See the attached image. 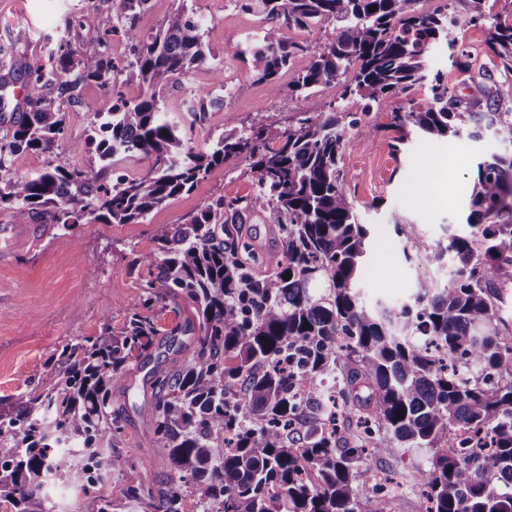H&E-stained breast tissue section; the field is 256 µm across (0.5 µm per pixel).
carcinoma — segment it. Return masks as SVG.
<instances>
[{
  "label": "carcinoma",
  "mask_w": 512,
  "mask_h": 512,
  "mask_svg": "<svg viewBox=\"0 0 512 512\" xmlns=\"http://www.w3.org/2000/svg\"><path fill=\"white\" fill-rule=\"evenodd\" d=\"M112 31H121L145 92L121 94L96 112L86 146L97 160L21 172L31 151L50 153L64 131L65 107L85 83L108 84L114 64L107 32L89 28L76 49L61 41L37 68L30 110L10 117L0 137V210L13 224H138L169 199L191 191L209 172L244 161L256 191L203 202L181 224H164L156 249L142 257L148 278L126 303L121 331L104 317L99 331L64 344L34 373L36 385L0 409V506L51 512L41 488L49 478L81 482V512H391L387 482L369 497L356 489L370 461L397 443L429 449L420 473L426 512H512V332L498 325V289L512 285V153L477 164L470 231L445 251L454 278L438 288L423 275L413 304L395 312L366 304L357 289L369 246L344 188L343 157L355 138L374 143L377 127L356 116L424 85L423 103L392 112L401 130L479 137L512 145V82L500 84L449 34L480 26L497 62L512 71V19L488 15L485 0H448L433 12L422 0H242L267 19L259 42L242 51L248 82L275 96L313 93L352 71L329 111L302 114L286 127L235 126L205 150L171 119L157 88L209 64L219 85L224 66L204 40L199 18L178 11L154 35L137 20L148 0H107ZM377 9L370 10L371 6ZM335 25V37L309 48L293 29ZM452 66L469 74L470 94L448 88L430 65L439 43ZM306 59L284 86L279 73ZM211 92L200 90L184 112L189 127L206 123ZM354 136H349V133ZM149 163L137 179L116 175L128 158ZM275 225L267 245L245 230L256 216ZM443 251V252H445ZM443 252L435 254L442 257ZM291 278H286V275ZM192 308L189 323L163 331L155 313ZM191 335L189 344L178 337ZM177 346L170 366L148 372L151 426L169 473L155 487L124 448L127 419L112 407L127 375L162 343ZM190 350L186 357L183 351ZM343 387L328 402L322 380ZM328 411L331 430L306 419ZM471 427L475 445L453 430ZM126 480L119 501L98 478Z\"/></svg>",
  "instance_id": "cac0c4a2"
}]
</instances>
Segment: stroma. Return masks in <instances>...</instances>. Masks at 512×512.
<instances>
[{"label":"stroma","mask_w":512,"mask_h":512,"mask_svg":"<svg viewBox=\"0 0 512 512\" xmlns=\"http://www.w3.org/2000/svg\"><path fill=\"white\" fill-rule=\"evenodd\" d=\"M187 9L205 19L207 39L224 61V82L235 85L247 78L240 53L259 28V19L235 0H149L139 28L154 34L178 10ZM78 25L63 33L65 18ZM107 0H0V58L22 63L17 81L34 87L35 66L44 64L49 39L66 36L77 46L81 27H107ZM116 70L109 85H82L78 101L66 109L65 130L52 153L27 155L25 167L37 171L47 164L83 165L91 155L83 151L94 113L108 111L113 92L138 97L142 88L131 77L129 52L121 33L111 34ZM341 91L330 86L313 95L272 96L265 85L254 84L242 94L225 96L212 110L206 131L195 132L196 145L207 148L223 134L226 114L238 124L267 120L283 126L303 112H321ZM417 88L393 98L389 107L372 109L369 119L378 132L374 145H352L344 158L345 187L354 200L359 220L370 230L372 256L358 283L366 304H384L400 310L410 304L420 274L445 287L455 267L451 258L435 262V251L450 235L465 231L476 164L501 152L491 133L481 138L410 135L401 152H394L398 135L392 110L425 99ZM255 181L243 168L214 169L190 193L154 210L141 224H81L64 234L50 231L37 245L18 249L0 263V399L29 386L36 369L59 354L69 340L97 332L104 315L114 327L125 322V301L138 295L145 269L139 257L154 249L153 231L160 224H178L213 197L231 199L253 194ZM405 229H397L396 219ZM146 369H134L129 389L116 393V405L126 411L124 446L141 460L140 475L147 482L166 480L164 455L152 439L150 402L145 390ZM429 451L392 447L379 463L392 469L400 487L391 512H425L418 473L428 465Z\"/></svg>","instance_id":"1"}]
</instances>
